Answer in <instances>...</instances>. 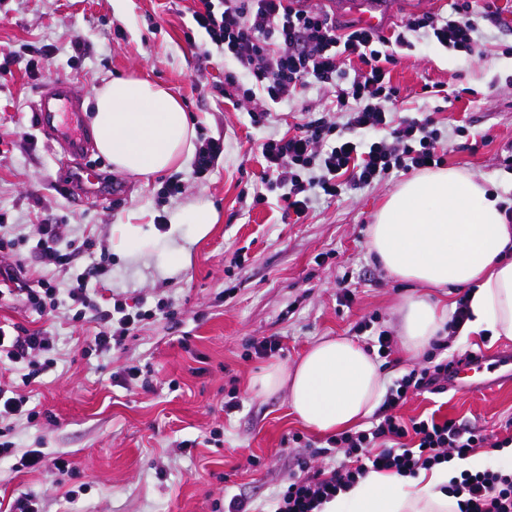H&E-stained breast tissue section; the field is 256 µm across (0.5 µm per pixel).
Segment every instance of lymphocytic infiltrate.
<instances>
[{
	"label": "lymphocytic infiltrate",
	"instance_id": "f902f5d3",
	"mask_svg": "<svg viewBox=\"0 0 512 512\" xmlns=\"http://www.w3.org/2000/svg\"><path fill=\"white\" fill-rule=\"evenodd\" d=\"M194 2L192 28L185 38L191 43L204 35L237 62L239 73L247 74L242 82L238 73H227L214 89L246 111L252 126H265L270 105L287 101L300 88L316 85L336 96L334 114L308 116L294 133L262 145L265 172L296 215L307 212L313 191L335 197L370 186L392 171L423 169L436 160L439 134L433 119L395 115L399 91L381 65L383 49L392 43L407 45V32L426 28L442 46L473 50L471 19L425 13L383 33L355 23L337 28L330 15L304 0ZM351 56L362 68L347 87L337 88L336 71ZM340 126L349 129V136L337 134ZM17 247L16 239L0 235L1 299L21 300L41 315L67 307L74 320L95 323L90 347L99 353L121 345L145 319L143 307L99 302L97 285L109 272L105 241L87 238L78 243L67 239L64 225H39L32 250L52 275L33 282L22 276ZM468 302L464 295L457 299L447 336L433 342L425 364L412 368L387 392L372 426L329 438L314 451L317 466L300 460L297 473L289 475L273 498L271 512H318L324 501L369 472L408 477L488 447L486 435L455 419L430 415L407 421L397 414L411 396L447 392L449 361L443 353L449 337L460 333L470 318ZM53 349L54 338L46 331L0 326V366L20 371L23 384L52 368ZM447 493L457 498L459 512H512V472L467 471L448 485Z\"/></svg>",
	"mask_w": 512,
	"mask_h": 512
}]
</instances>
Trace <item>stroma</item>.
I'll list each match as a JSON object with an SVG mask.
<instances>
[{
    "label": "stroma",
    "instance_id": "35a3bbf8",
    "mask_svg": "<svg viewBox=\"0 0 512 512\" xmlns=\"http://www.w3.org/2000/svg\"><path fill=\"white\" fill-rule=\"evenodd\" d=\"M193 0H0V45L18 52L12 77L0 80V223L11 235L33 237L50 218L70 238L105 233L110 273L98 287L104 300L135 304L166 299L174 318L142 321L120 347L88 349V331L65 312L39 316L19 300L0 302V322L44 329L57 338L55 367L24 393L37 416L14 423L7 438L17 452L38 449L48 462L19 473L0 458V512L34 496L41 512H214L233 495L253 512H268L277 486L296 472L298 434L312 446L319 435L291 412L287 389L260 394L251 379L268 365H292L326 336L370 347L375 328L397 332L400 305L418 294L391 276L369 250L374 213L403 180L400 171L371 186L318 196L305 217L284 213L280 191L253 207L242 191L264 175L263 142L285 133L328 95L311 86L272 105L268 123L252 127L246 112L210 90L236 63L222 50L188 44L184 31ZM477 48H446L423 33L388 64L399 90L398 116L433 114L443 131L436 152L445 167L462 169L512 199V0H468ZM146 77L182 103L199 136L224 140V156L205 179L192 165L148 177L117 172L100 153L99 193L83 198L71 183L80 164L50 147L33 123V104L48 81L70 80L91 106L94 87L118 77ZM441 84L431 96L424 85ZM178 182L180 194L163 195ZM47 200V209L35 199ZM194 205L217 221L196 238L192 225L176 235L188 255L166 270L158 216ZM140 225L145 241L132 256L118 227ZM354 293L337 300L339 281ZM276 338L278 348L255 355L253 342ZM137 366V376L126 367ZM239 406L225 411L229 399ZM454 417L484 433L512 418V385L474 395L451 390L413 397L404 417ZM191 453H184V446ZM68 459L58 474L51 461Z\"/></svg>",
    "mask_w": 512,
    "mask_h": 512
}]
</instances>
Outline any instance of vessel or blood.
Wrapping results in <instances>:
<instances>
[{
    "label": "vessel or blood",
    "mask_w": 512,
    "mask_h": 512,
    "mask_svg": "<svg viewBox=\"0 0 512 512\" xmlns=\"http://www.w3.org/2000/svg\"><path fill=\"white\" fill-rule=\"evenodd\" d=\"M388 14L386 0H368L355 18L365 28L380 30L384 28ZM83 112L80 97L74 92L71 82L65 79H57L44 86L34 104L38 130L47 142L58 144L65 154L73 158L87 156L92 150ZM485 363V357L476 355L454 365L448 372L449 388H462L465 375L480 372Z\"/></svg>",
    "instance_id": "obj_1"
}]
</instances>
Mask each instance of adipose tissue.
Masks as SVG:
<instances>
[{"instance_id":"adipose-tissue-1","label":"adipose tissue","mask_w":512,"mask_h":512,"mask_svg":"<svg viewBox=\"0 0 512 512\" xmlns=\"http://www.w3.org/2000/svg\"><path fill=\"white\" fill-rule=\"evenodd\" d=\"M92 128L98 151L120 172L146 177L182 167L195 129L163 86L145 79H115L97 88ZM496 189L454 168L427 170L404 181L376 214L369 246L395 278L427 288L466 289L471 320L465 332L512 339V225ZM446 309L420 296L401 309V345L423 352L443 330ZM262 392L287 389L294 415L316 432L357 426L382 391L379 363L353 340L326 338L292 366L270 365L254 381ZM477 457L401 477L369 472L320 512H458L444 488Z\"/></svg>"}]
</instances>
